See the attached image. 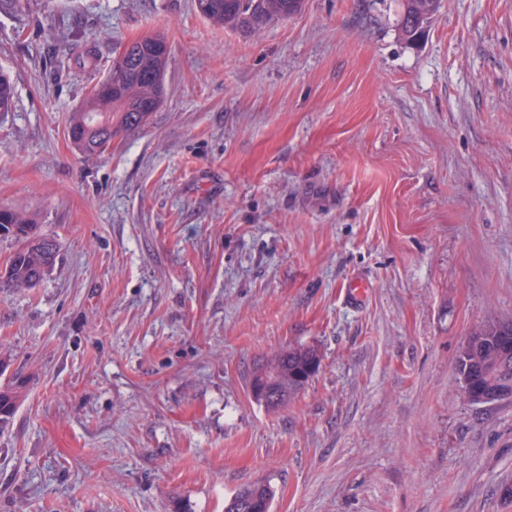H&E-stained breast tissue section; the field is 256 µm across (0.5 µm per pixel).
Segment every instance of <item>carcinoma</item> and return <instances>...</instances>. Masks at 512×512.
<instances>
[{
	"instance_id": "obj_1",
	"label": "carcinoma",
	"mask_w": 512,
	"mask_h": 512,
	"mask_svg": "<svg viewBox=\"0 0 512 512\" xmlns=\"http://www.w3.org/2000/svg\"><path fill=\"white\" fill-rule=\"evenodd\" d=\"M303 0H196L199 14L206 20L241 34L252 33L276 20L296 13ZM437 0H402L399 35L416 41L424 31L423 16L433 15ZM169 49L161 36L136 39L123 48L120 67H111L105 80L107 95L91 94L71 113L67 135L73 146L87 159L97 157L112 146V138L145 125L158 108L163 95V76ZM14 87L7 72L0 69V116L12 111ZM0 237L14 238L17 248L0 267V288L20 289L38 286L53 270L58 257L54 238L43 234L24 211L0 206ZM317 347L285 350L254 372L262 369L276 375L277 388L263 406L276 411L298 391L296 378L314 376L321 366ZM21 386L0 390V429L8 423ZM272 489L262 483L241 488L224 505V512H270Z\"/></svg>"
}]
</instances>
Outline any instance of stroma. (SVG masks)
I'll return each instance as SVG.
<instances>
[{
  "label": "stroma",
  "instance_id": "stroma-1",
  "mask_svg": "<svg viewBox=\"0 0 512 512\" xmlns=\"http://www.w3.org/2000/svg\"><path fill=\"white\" fill-rule=\"evenodd\" d=\"M398 4L245 37L194 0L0 12V205L59 244L0 290V512H224L261 481L272 512H512V401L457 373L512 321V0H439L414 45ZM147 34L160 106L84 159L69 112ZM307 345L319 372L256 403V364ZM500 324L504 327L510 326V331H512V322ZM493 330H496L497 336H488V334ZM510 331L504 330L497 324L486 323L478 329H473L466 337L458 355V371L462 394L469 403L473 405H481L512 399V392L510 393L507 388L494 384L491 386L478 385L473 380V377L470 376L469 369L466 368L463 371L460 366L463 362H468L469 364L468 359L475 350L479 348L490 349L492 351V357L489 360L488 365L494 368L496 372L504 358V355L509 351L510 341L512 347V336H508L510 335ZM495 341H497V345L495 344Z\"/></svg>",
  "mask_w": 512,
  "mask_h": 512
}]
</instances>
